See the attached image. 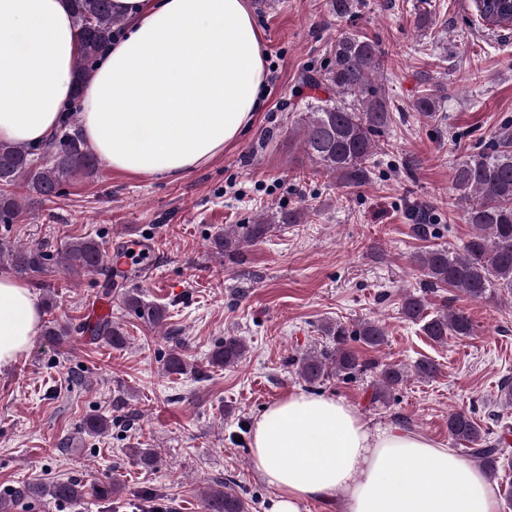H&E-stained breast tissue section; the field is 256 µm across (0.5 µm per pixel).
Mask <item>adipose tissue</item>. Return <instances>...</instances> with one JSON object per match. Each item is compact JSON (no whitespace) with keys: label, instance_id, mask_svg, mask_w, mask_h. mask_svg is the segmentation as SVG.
Here are the masks:
<instances>
[{"label":"adipose tissue","instance_id":"obj_1","mask_svg":"<svg viewBox=\"0 0 512 512\" xmlns=\"http://www.w3.org/2000/svg\"><path fill=\"white\" fill-rule=\"evenodd\" d=\"M127 24L76 91L70 0H0V141L36 145L72 97L112 168L171 178L194 171L252 127L267 84L248 0H113ZM37 293L0 271V368L40 332ZM251 465L272 489L265 512L344 502L346 512H498L480 469L426 435L371 428L343 400L299 391L251 431Z\"/></svg>","mask_w":512,"mask_h":512}]
</instances>
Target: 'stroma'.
Here are the masks:
<instances>
[{"label": "stroma", "instance_id": "35a3bbf8", "mask_svg": "<svg viewBox=\"0 0 512 512\" xmlns=\"http://www.w3.org/2000/svg\"><path fill=\"white\" fill-rule=\"evenodd\" d=\"M266 51L270 80L253 127L209 164L180 178L117 171L99 163L77 175L65 194L39 201L33 215L0 224V242L45 244L94 237L118 250L127 238L153 235L159 249L145 277L105 289L100 275L71 278L50 265L43 285L56 301L44 321L90 323L101 305L126 336L115 348L73 335L67 346L37 337L0 370V493L21 482L119 483L109 503L43 498L11 512H203L205 490L230 479L251 512H264L271 490L250 466L251 425L270 404L307 385L288 360L328 345L325 324L372 318L386 331L378 350L360 359L411 368L429 359L434 378H408L388 402L373 401L377 371L349 381L331 378L317 392L353 405L372 425L395 423L451 444L450 413H472L483 429L512 423L500 396L512 380V296L475 301L443 289L427 296L466 313L473 335L439 344L407 319L402 296L418 292L424 273L415 253L461 249L472 233L452 188V168L512 129V29L490 31L473 0H353L339 18L330 0H250ZM430 5L432 24L416 16ZM356 33L379 42V83L401 114L380 137L370 181L344 187L312 171L289 130L304 109L307 71L326 68L336 37ZM441 88L439 117L413 104L424 86ZM304 210L299 224H278L229 263L210 240L225 226L251 223L267 210ZM424 211L432 233L413 227ZM166 306L167 325L149 327L126 307L128 287ZM226 336L248 351L237 364L214 368L208 354ZM179 348L185 374L163 363ZM92 414L112 421L98 436L81 433ZM155 449L156 468L139 466L131 448Z\"/></svg>", "mask_w": 512, "mask_h": 512}]
</instances>
